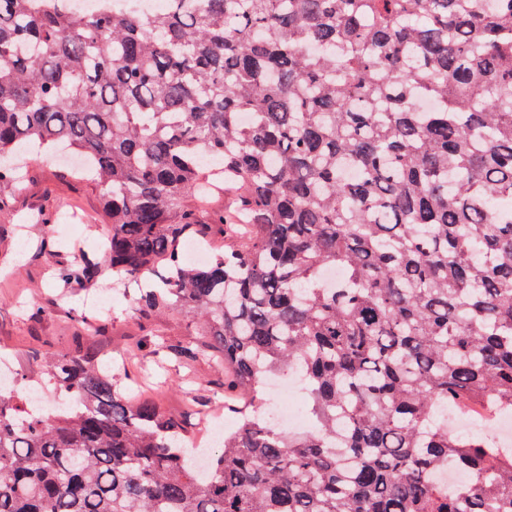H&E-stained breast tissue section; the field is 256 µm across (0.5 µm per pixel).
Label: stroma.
Segmentation results:
<instances>
[{"label":"stroma","instance_id":"stroma-1","mask_svg":"<svg viewBox=\"0 0 512 512\" xmlns=\"http://www.w3.org/2000/svg\"><path fill=\"white\" fill-rule=\"evenodd\" d=\"M26 162L28 178L12 190L11 213L0 219V353L18 374V389L46 379L49 355L80 353L103 365L109 354L123 351L127 360L110 366L129 387L147 383L149 396L197 425L211 419L235 422L233 413L210 401L224 373L203 350L192 320L172 312L142 318L132 294L114 285L112 266L99 247L98 234L108 224L99 187L72 177L67 154L36 149ZM40 211L49 223L33 221ZM84 252L99 263L94 292L105 296V305L90 304L94 292L70 287L58 275ZM151 335L196 350L195 361L185 366L149 353L139 342Z\"/></svg>","mask_w":512,"mask_h":512}]
</instances>
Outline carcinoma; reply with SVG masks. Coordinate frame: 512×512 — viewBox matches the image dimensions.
<instances>
[{
    "label": "carcinoma",
    "mask_w": 512,
    "mask_h": 512,
    "mask_svg": "<svg viewBox=\"0 0 512 512\" xmlns=\"http://www.w3.org/2000/svg\"><path fill=\"white\" fill-rule=\"evenodd\" d=\"M59 143L102 191L112 269L142 315L192 317L238 423L201 464L186 423L51 357L76 403L0 391V512H512V450L448 430L512 411V0H0V187ZM210 159L237 195L204 224ZM289 372L308 433L262 416Z\"/></svg>",
    "instance_id": "1"
}]
</instances>
